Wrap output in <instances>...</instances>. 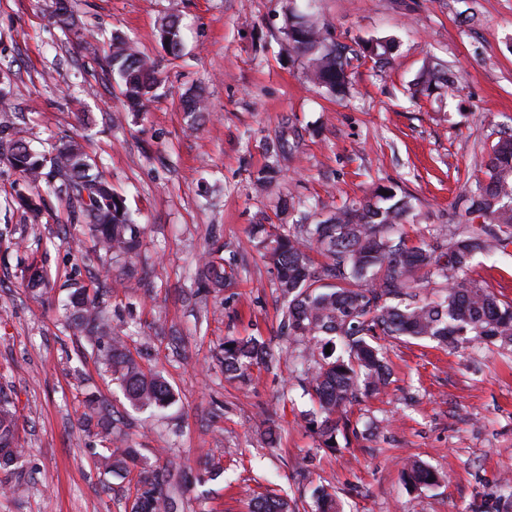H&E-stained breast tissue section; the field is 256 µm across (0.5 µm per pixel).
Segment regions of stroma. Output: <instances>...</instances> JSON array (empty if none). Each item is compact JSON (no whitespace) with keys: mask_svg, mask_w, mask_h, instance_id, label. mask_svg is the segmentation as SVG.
I'll use <instances>...</instances> for the list:
<instances>
[{"mask_svg":"<svg viewBox=\"0 0 512 512\" xmlns=\"http://www.w3.org/2000/svg\"><path fill=\"white\" fill-rule=\"evenodd\" d=\"M77 25L61 30L55 0H0V76L17 93L0 126L37 151L77 137L126 200L142 230L128 288H111L119 260L96 251L49 200L40 235L13 200L19 176L0 161V390L12 399L19 468L0 471V512H129L132 479L105 476L104 443L88 429L96 396L114 432L166 467L178 512H248L251 491L302 501L322 485L343 512H512V348L471 353L407 338L384 342L388 386L365 398L374 433L321 449L301 420L312 407L292 378L274 273L247 240L279 198L334 207L387 185L407 195V230L459 224L463 185L512 130V0H298L353 47L397 41L391 63H357L336 98L310 84L281 31L286 0H71ZM176 16L182 50L171 55L160 20ZM135 43L162 83L145 111H125L107 64L113 36ZM457 75L431 96L411 92L433 64ZM200 92L189 123L181 96ZM287 131L279 179L254 181L265 143ZM234 258L239 281L221 291L197 278L205 253ZM48 270L32 293L21 273ZM471 276L512 300V245L477 256ZM77 288L103 289L112 325L144 369L176 394L166 409H131L86 341L66 329L63 303ZM258 336L282 357L247 382L224 377L225 337ZM272 420L278 441H262ZM419 461L437 483L406 484ZM223 467L201 481L205 466Z\"/></svg>","mask_w":512,"mask_h":512,"instance_id":"1","label":"stroma"}]
</instances>
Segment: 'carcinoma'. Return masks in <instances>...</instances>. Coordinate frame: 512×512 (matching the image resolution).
Wrapping results in <instances>:
<instances>
[{
  "label": "carcinoma",
  "instance_id": "obj_1",
  "mask_svg": "<svg viewBox=\"0 0 512 512\" xmlns=\"http://www.w3.org/2000/svg\"><path fill=\"white\" fill-rule=\"evenodd\" d=\"M289 0L284 35L291 49L306 60V75L315 85L340 96L348 88L353 62L368 57L390 61L395 40L378 38L374 49L348 48L336 42L330 28ZM56 23L74 25L68 0H56ZM159 35L177 56L181 37L176 18L162 19ZM112 72L123 86L127 110L139 112L154 96L159 79L154 66L117 36L109 56ZM453 82L448 70L431 66L417 84L426 94ZM184 111L191 121L204 112L201 96L187 95ZM286 139L268 144V162L255 182H272L286 152ZM0 157L18 172L22 184L17 204L39 223L46 198L69 208L71 225L87 227L99 249L124 260L115 276L120 282L138 257L141 230L132 222L125 200L97 172L82 144L63 137L50 156L32 151L20 140L0 141ZM465 226H441L429 235L410 237L400 230L412 206L394 190H375V200L344 205L324 217L310 213L294 224H256L250 242L275 274L274 286L283 301V328L304 345L296 379L315 410L303 414L317 435L318 447H336L337 437L352 426V406L359 397L387 385L386 338L407 337L465 350L474 343L512 346V301L469 277L478 252L504 250L512 244V132L492 145L483 177L466 181ZM214 288L236 283L235 269L224 261L207 260L200 270ZM67 328L97 352L112 381L134 408L164 409L174 401L173 388L158 371L144 370L126 342L112 329L103 299L77 288L67 302ZM224 373L243 378L254 367L272 368L279 357L264 340L224 339ZM330 353H325V349ZM101 455L106 475L126 478L137 470L131 512H174L167 495L165 470L139 459L138 450L115 437ZM13 402L0 390V464L21 462ZM408 484L432 485L429 468L412 463L404 469ZM249 512H293L288 499L259 493ZM308 512H338L336 496L324 486L312 490Z\"/></svg>",
  "mask_w": 512,
  "mask_h": 512
}]
</instances>
